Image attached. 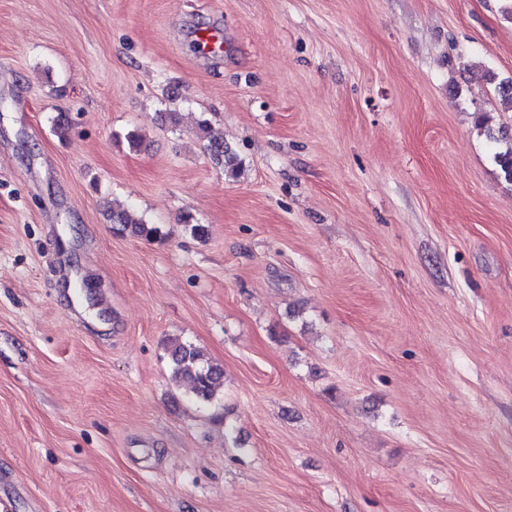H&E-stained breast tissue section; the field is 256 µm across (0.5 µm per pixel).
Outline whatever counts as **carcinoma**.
Here are the masks:
<instances>
[{"label":"carcinoma","mask_w":512,"mask_h":512,"mask_svg":"<svg viewBox=\"0 0 512 512\" xmlns=\"http://www.w3.org/2000/svg\"><path fill=\"white\" fill-rule=\"evenodd\" d=\"M199 135L204 141L205 151L214 160L233 172L240 168L237 155L224 144L222 137L212 132L205 120L199 123ZM494 160L505 180L512 182V144L506 150L496 152ZM112 223L144 239H150L158 232L157 227L131 209L112 212ZM170 356L174 377L184 384L196 401L205 403L216 397L222 385L223 369L211 362L201 348L176 340L172 343Z\"/></svg>","instance_id":"1"}]
</instances>
